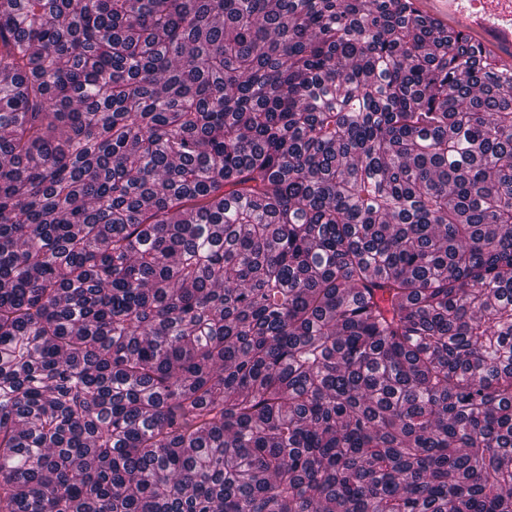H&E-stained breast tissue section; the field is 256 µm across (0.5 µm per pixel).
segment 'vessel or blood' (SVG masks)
<instances>
[{"instance_id": "obj_1", "label": "vessel or blood", "mask_w": 512, "mask_h": 512, "mask_svg": "<svg viewBox=\"0 0 512 512\" xmlns=\"http://www.w3.org/2000/svg\"><path fill=\"white\" fill-rule=\"evenodd\" d=\"M449 17L484 33L500 66L512 70V0H443Z\"/></svg>"}]
</instances>
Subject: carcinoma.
Returning <instances> with one entry per match:
<instances>
[{"label": "carcinoma", "instance_id": "1", "mask_svg": "<svg viewBox=\"0 0 512 512\" xmlns=\"http://www.w3.org/2000/svg\"><path fill=\"white\" fill-rule=\"evenodd\" d=\"M0 512H512V71L413 0H0Z\"/></svg>", "mask_w": 512, "mask_h": 512}]
</instances>
